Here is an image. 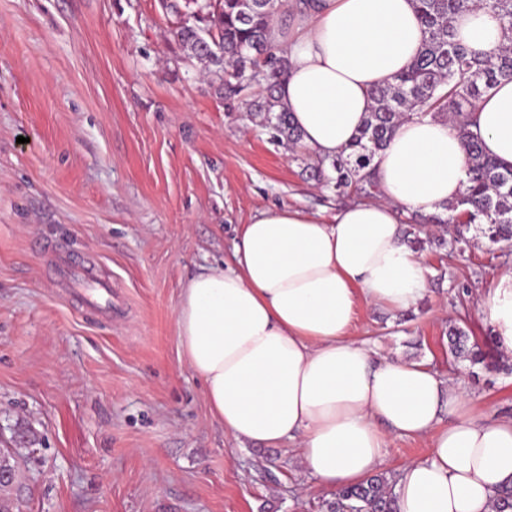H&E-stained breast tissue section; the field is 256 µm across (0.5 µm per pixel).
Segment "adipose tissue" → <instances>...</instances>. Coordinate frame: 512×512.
I'll list each match as a JSON object with an SVG mask.
<instances>
[{
  "label": "adipose tissue",
  "instance_id": "ef3b65f1",
  "mask_svg": "<svg viewBox=\"0 0 512 512\" xmlns=\"http://www.w3.org/2000/svg\"><path fill=\"white\" fill-rule=\"evenodd\" d=\"M457 40L485 56L507 41L499 17L475 7L453 22ZM426 38L413 0H319L288 44L279 97L310 150L333 157ZM486 154L512 165V81L477 104ZM376 198L332 218L272 207L242 225L233 261L194 275L175 307L181 352L224 431L239 442L297 451L321 485L339 490L384 466L398 437L427 439L407 462L396 512H495L512 484V418L486 420L468 395L422 363L379 355L352 339L357 302L398 312L426 291L420 254L400 216L437 213L464 189L459 124L403 119L372 162ZM512 355V269L479 302Z\"/></svg>",
  "mask_w": 512,
  "mask_h": 512
}]
</instances>
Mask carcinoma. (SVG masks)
Returning <instances> with one entry per match:
<instances>
[{
  "label": "carcinoma",
  "instance_id": "obj_1",
  "mask_svg": "<svg viewBox=\"0 0 512 512\" xmlns=\"http://www.w3.org/2000/svg\"><path fill=\"white\" fill-rule=\"evenodd\" d=\"M427 38L414 63L394 83L372 93L374 106L366 116L350 153L330 160L318 157L309 175L336 188L369 192L373 182L365 169L387 144L400 122L410 116L452 119L464 128L469 167L464 190L443 206V212L422 224L483 225L482 233L495 243L512 240V166L482 151L481 136L469 131L476 102L498 81L512 80V0H414ZM194 5V23L179 27L174 36L188 57L206 62L223 80L224 97L232 98L251 84H266L257 102L272 139L294 144L301 140L289 113L276 96V79L285 62L275 51L270 30L281 0H254L243 12L244 0H186ZM483 6L501 18L509 45L493 58L469 49L455 38L452 21L458 14ZM460 327L449 329L448 351L454 360H481L467 347ZM327 512H395L393 484L383 475L336 492Z\"/></svg>",
  "mask_w": 512,
  "mask_h": 512
}]
</instances>
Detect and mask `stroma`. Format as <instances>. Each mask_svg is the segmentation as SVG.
Here are the masks:
<instances>
[{
	"label": "stroma",
	"mask_w": 512,
	"mask_h": 512,
	"mask_svg": "<svg viewBox=\"0 0 512 512\" xmlns=\"http://www.w3.org/2000/svg\"><path fill=\"white\" fill-rule=\"evenodd\" d=\"M161 0H0V444L25 478L18 512H321L289 447L225 434L179 346L190 277L232 259L272 206L331 217L353 191L307 179L275 144L256 88L232 102L173 33ZM427 292L410 309L358 303L355 340L423 362L474 411L512 417V356L475 301L512 245L471 229L463 252L420 227ZM108 275L106 307L68 285ZM462 327L481 363L448 360Z\"/></svg>",
	"instance_id": "obj_1"
}]
</instances>
